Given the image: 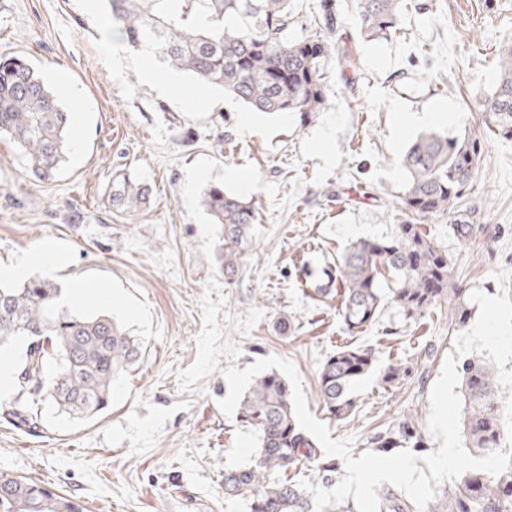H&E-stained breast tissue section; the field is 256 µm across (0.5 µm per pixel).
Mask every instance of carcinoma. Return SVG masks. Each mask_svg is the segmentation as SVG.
<instances>
[{
    "instance_id": "cac0c4a2",
    "label": "carcinoma",
    "mask_w": 512,
    "mask_h": 512,
    "mask_svg": "<svg viewBox=\"0 0 512 512\" xmlns=\"http://www.w3.org/2000/svg\"><path fill=\"white\" fill-rule=\"evenodd\" d=\"M107 33L153 55L196 82L224 92L256 112H293L305 119L327 102L326 62L336 52L328 33L289 34L290 0H101ZM410 0H358L360 35L373 41L398 30ZM481 112L495 134L512 140V45L501 49L495 90L484 97ZM72 109L65 108L26 59L0 58V136L23 154L31 173L53 181L70 150ZM480 162L478 143L467 137L422 134L406 150L402 166L407 182L400 196L408 219L386 240L353 243L336 263V287L320 288L336 298L344 330L362 332L385 302L418 323L437 302L459 295L448 252L422 230L424 223L456 212ZM106 199L117 211L138 213L149 201V189L119 171L112 176ZM212 223L224 231L220 261L224 275L238 272L257 222L254 204L213 182L202 196ZM449 232L461 245L470 244L478 228L459 214ZM396 278L389 294L381 286L384 271ZM61 288L33 278L19 286H0V345L15 336L30 338L18 375L21 392L31 397L17 403L8 417L38 427L31 401L44 396L78 419H91L112 401L115 381L135 367L143 343L108 316L74 315L61 306ZM57 361L47 373V361ZM372 349L350 343L321 364L316 394L327 415L347 419L354 411L351 386L374 369ZM409 367L390 362L379 368V385L397 387ZM465 407L463 434L475 454L503 448L505 423L498 401L497 379L484 360L462 364ZM242 422L259 436L253 462L224 473V499L249 501L250 512H311L307 492L274 474L306 461L316 477L330 484L336 460L317 448L294 417L288 385L276 373L254 381L239 402ZM416 435L412 418L398 430L371 436L370 445L387 453ZM380 512H417L397 490H377ZM81 502L62 496L30 478L0 470V512H84ZM426 512H512V467L497 475L470 470L434 497Z\"/></svg>"
}]
</instances>
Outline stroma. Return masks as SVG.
<instances>
[{"label": "stroma", "instance_id": "obj_1", "mask_svg": "<svg viewBox=\"0 0 512 512\" xmlns=\"http://www.w3.org/2000/svg\"><path fill=\"white\" fill-rule=\"evenodd\" d=\"M389 40L358 34L356 0H292L290 33L334 22L333 40L349 51L328 62V100L308 119L256 112L212 85L178 74L179 92L140 80L143 52L123 47L114 66L103 44L102 9L88 0H0V55L30 59L65 103H77L81 130L55 181L27 170L25 158L0 138V265L63 249L66 260L33 267L70 290L75 282L111 288V302L71 305L72 313L104 314L144 344L140 363L116 384L110 406L77 420L50 402L38 428L13 424L14 395L0 397V468L36 479L84 502L88 512H248L224 498V473L251 463L253 429L226 417L224 368L278 356L300 375L308 409L326 421L331 439L352 438V454L371 435L415 421L408 449L422 457L440 447L428 429L429 395L457 334L447 303L420 324L395 308L365 332H343L333 300L316 296L337 255L360 239L390 237L405 220L398 201L406 177L402 157L425 128L407 115L439 105L456 119L437 125L449 136L477 139L480 166L461 200L472 223L490 226L466 247L449 236L452 216L429 221L431 239L447 251L470 316L474 289L494 296L492 277L512 270V141L485 125L480 104L497 81L498 55L512 43V0H415ZM128 170L149 187L136 217L110 209L112 173ZM254 201L253 225L238 274L218 269L220 225L200 204L208 183ZM226 301L218 315L239 345L237 362L182 391L177 370L196 358L202 301L210 281ZM373 346L378 365L396 360L410 371L385 390L377 373L352 387L355 408L327 418L316 395L323 359L350 343Z\"/></svg>", "mask_w": 512, "mask_h": 512}]
</instances>
